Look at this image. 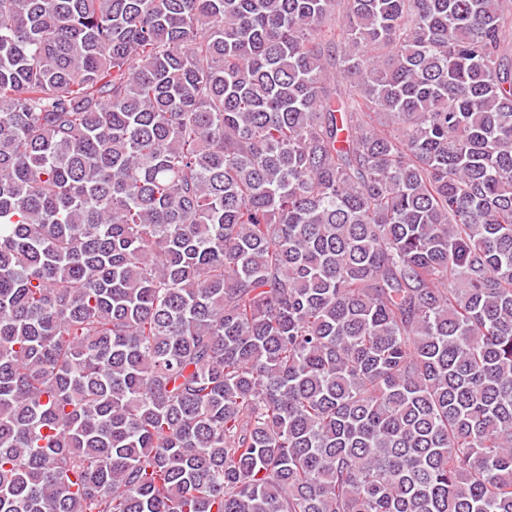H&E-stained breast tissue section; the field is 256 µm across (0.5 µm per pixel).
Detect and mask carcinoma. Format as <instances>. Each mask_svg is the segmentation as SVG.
<instances>
[{
  "label": "carcinoma",
  "instance_id": "carcinoma-1",
  "mask_svg": "<svg viewBox=\"0 0 512 512\" xmlns=\"http://www.w3.org/2000/svg\"><path fill=\"white\" fill-rule=\"evenodd\" d=\"M0 512H512V0H0Z\"/></svg>",
  "mask_w": 512,
  "mask_h": 512
}]
</instances>
